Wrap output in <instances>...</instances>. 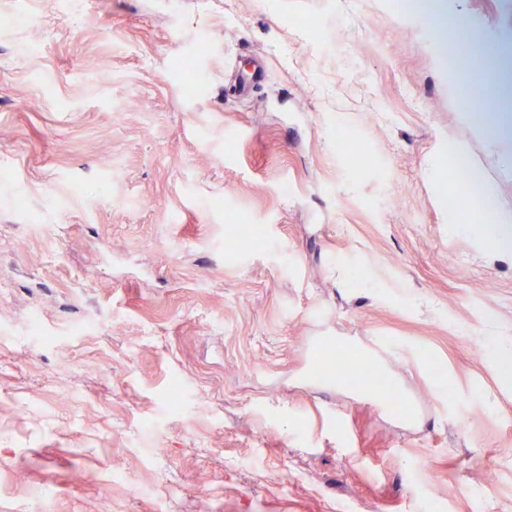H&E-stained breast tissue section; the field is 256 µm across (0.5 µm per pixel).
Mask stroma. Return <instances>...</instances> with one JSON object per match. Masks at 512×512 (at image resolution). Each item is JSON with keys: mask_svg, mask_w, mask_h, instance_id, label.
I'll return each instance as SVG.
<instances>
[{"mask_svg": "<svg viewBox=\"0 0 512 512\" xmlns=\"http://www.w3.org/2000/svg\"><path fill=\"white\" fill-rule=\"evenodd\" d=\"M437 3L0 0V512H512V257L449 224L450 147L510 210L512 163L439 50L512 0Z\"/></svg>", "mask_w": 512, "mask_h": 512, "instance_id": "obj_1", "label": "stroma"}]
</instances>
